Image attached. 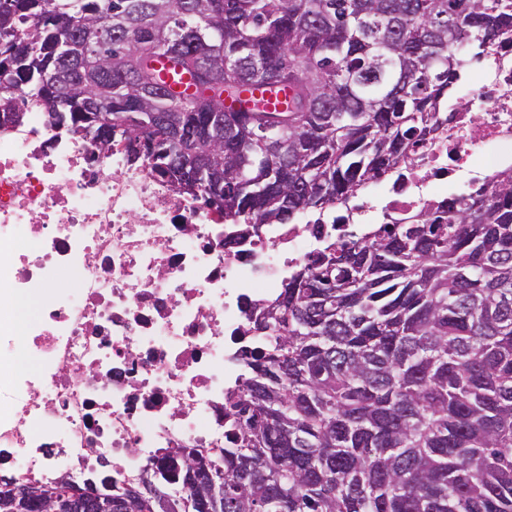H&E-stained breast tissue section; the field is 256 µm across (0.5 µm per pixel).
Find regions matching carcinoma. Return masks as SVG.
<instances>
[{"instance_id":"cac0c4a2","label":"carcinoma","mask_w":512,"mask_h":512,"mask_svg":"<svg viewBox=\"0 0 512 512\" xmlns=\"http://www.w3.org/2000/svg\"><path fill=\"white\" fill-rule=\"evenodd\" d=\"M508 33L512 0H0V123L31 105L154 155L173 188L202 173L230 224H290L447 127L457 42ZM289 88L278 109L241 98ZM250 321L266 341L224 399V448L198 460L209 512H512L511 169L325 241ZM109 486L150 502L136 512H201L147 480L82 492Z\"/></svg>"}]
</instances>
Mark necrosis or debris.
I'll return each instance as SVG.
<instances>
[{"label":"necrosis or debris","instance_id":"1","mask_svg":"<svg viewBox=\"0 0 512 512\" xmlns=\"http://www.w3.org/2000/svg\"><path fill=\"white\" fill-rule=\"evenodd\" d=\"M448 134L321 224H228L122 145L0 127V477L78 486L153 475L171 448L224 445V395L260 347L248 319L323 237L401 221L512 168V36L466 65ZM39 368L31 377L20 361Z\"/></svg>","mask_w":512,"mask_h":512}]
</instances>
